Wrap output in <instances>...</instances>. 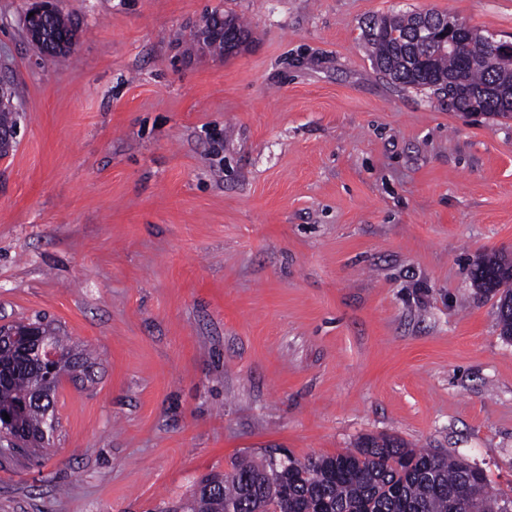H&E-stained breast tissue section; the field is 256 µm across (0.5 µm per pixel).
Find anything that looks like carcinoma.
<instances>
[{
	"mask_svg": "<svg viewBox=\"0 0 512 512\" xmlns=\"http://www.w3.org/2000/svg\"><path fill=\"white\" fill-rule=\"evenodd\" d=\"M77 28L61 9L46 14L38 29L27 32L41 53L67 59ZM473 50L483 63L463 68V51L417 35L416 14L383 16L368 23L367 47L373 65L404 87L429 89L448 98V109L512 120V69L496 64L485 35L472 30ZM465 72L468 91L456 76ZM18 115L0 109V156L13 147ZM477 287L500 298L512 297V265L489 259L475 269ZM49 345L73 351L69 341L46 326ZM10 378L0 382V408L21 410V423L36 433L53 430L55 401L34 398L41 374L35 359L12 353ZM207 491L192 493L182 512H497L503 496L490 491L483 471L469 463L407 448L394 438L364 437L353 451L334 456L291 459L288 465L266 460L238 462L231 470L205 478Z\"/></svg>",
	"mask_w": 512,
	"mask_h": 512,
	"instance_id": "1",
	"label": "carcinoma"
}]
</instances>
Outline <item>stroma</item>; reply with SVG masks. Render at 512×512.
<instances>
[{
	"label": "stroma",
	"instance_id": "35a3bbf8",
	"mask_svg": "<svg viewBox=\"0 0 512 512\" xmlns=\"http://www.w3.org/2000/svg\"><path fill=\"white\" fill-rule=\"evenodd\" d=\"M0 0V326L89 357L0 512H165L233 462L366 435L512 498V339L472 271L512 263V120L392 82L362 31L432 10L512 38V0H58L65 63ZM250 43L220 58L212 9ZM225 23L229 27L231 31L235 34L234 39H232V35L227 31V27L223 23L222 28L217 29H208L203 28L197 31V40L203 45H207L211 52L217 56H224V42H225V54H232L237 50L238 38L243 39L244 42H248L250 38V32L246 26L241 23L237 17L234 16H225ZM216 36H220L224 39H213ZM213 39V40H212ZM16 114L14 107L0 109V156H6L13 147V130L19 117Z\"/></svg>",
	"mask_w": 512,
	"mask_h": 512
}]
</instances>
